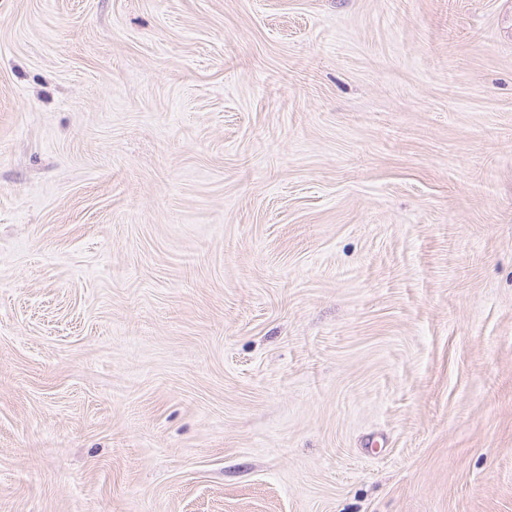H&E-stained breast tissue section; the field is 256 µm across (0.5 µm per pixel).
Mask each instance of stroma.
I'll use <instances>...</instances> for the list:
<instances>
[{"label": "stroma", "instance_id": "35a3bbf8", "mask_svg": "<svg viewBox=\"0 0 512 512\" xmlns=\"http://www.w3.org/2000/svg\"><path fill=\"white\" fill-rule=\"evenodd\" d=\"M0 512H512V0H0Z\"/></svg>", "mask_w": 512, "mask_h": 512}]
</instances>
